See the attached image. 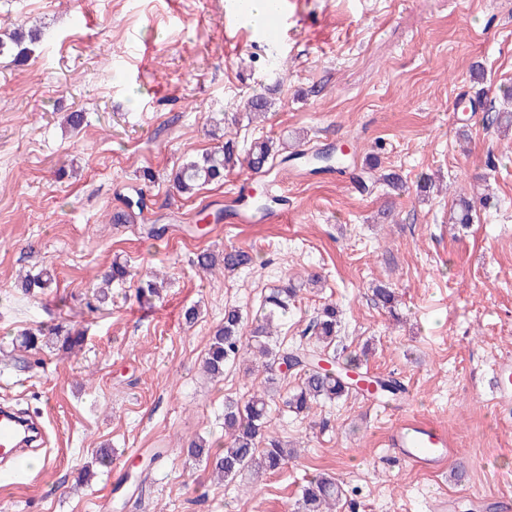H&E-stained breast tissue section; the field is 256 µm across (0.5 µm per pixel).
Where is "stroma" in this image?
Instances as JSON below:
<instances>
[{
	"label": "stroma",
	"mask_w": 512,
	"mask_h": 512,
	"mask_svg": "<svg viewBox=\"0 0 512 512\" xmlns=\"http://www.w3.org/2000/svg\"><path fill=\"white\" fill-rule=\"evenodd\" d=\"M226 3L0 0V31L42 32L24 64L0 55V403L47 433L42 467L0 475V512H100L104 500L109 512H294L320 472L344 484L337 512H433L444 497L456 512L473 497L512 512V417L491 390L512 357V135L487 120L512 86V0H296L275 65L255 33L226 44ZM256 94L272 108L250 120L243 104ZM75 111L77 132L64 122ZM227 131L243 149L344 144L352 164L377 159L407 189L363 192L349 173L278 159L257 187L284 199L279 220L206 225L201 213L229 206L245 171L190 196L170 174ZM426 176L435 185L424 191ZM483 181L497 208L478 209L469 228L449 224L456 196ZM117 212L127 220L112 223ZM227 246L255 263L195 266L200 250ZM116 260L164 277L160 299L144 305L116 285L98 304ZM45 268L54 281L42 295L18 288L20 274ZM286 281L302 290L277 343L305 342L317 309L336 303L338 351H366L364 370L403 382L410 414L454 441L444 474L396 461L391 415L361 394L305 419L272 411V431L297 451L276 473L220 481L188 455L192 441L223 435L225 399L266 378L254 360L220 379L202 372L225 308L250 332ZM378 284L393 288V309L375 304ZM58 324L85 331L82 351L12 354L21 331ZM100 448L111 464H94Z\"/></svg>",
	"instance_id": "1"
}]
</instances>
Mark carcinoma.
Here are the masks:
<instances>
[{
	"mask_svg": "<svg viewBox=\"0 0 512 512\" xmlns=\"http://www.w3.org/2000/svg\"><path fill=\"white\" fill-rule=\"evenodd\" d=\"M36 29L0 33V55L10 54L15 62L24 61L29 45L40 40ZM275 155L273 143L256 142L251 145L245 157H240L235 139L229 137L220 149L207 152L199 157L186 159L175 171L172 182L181 194L192 195L197 189L224 179V173L243 166L253 173L270 170ZM491 206L486 196L459 199V209L450 216V222L463 227L472 223L477 206ZM254 256L240 248H226L222 253L203 250L196 255L195 265L199 270L210 273L217 268L228 272L250 266ZM132 278L124 263L114 262L104 275L106 285L123 284ZM52 276L41 270L29 273L21 279V288L28 294L36 295L49 287ZM301 286L287 283L265 295L260 310L254 317V327L248 341L241 333L242 315L235 307L224 311V320L217 326L204 358V369L213 378L224 375V367L250 355L265 360L267 381L275 382L283 369L294 370L299 384L290 392L278 396L266 388H254L245 399H229L224 403V444L214 448L207 440L200 439L188 448L190 456L202 459L214 467L224 479L234 478L252 469L258 473H274L286 463L292 451L279 437L268 430L271 405L280 399L286 410L296 415H309L314 405L322 401H336L354 393L347 371L357 368L358 357L350 356L338 364L336 370L328 371L321 363H334L335 353L331 352L338 332V311L333 304H325L316 312L308 331L314 345L305 347H282L273 343L272 323L275 317L288 312L295 302ZM374 300L383 308H390L395 302L394 291L383 284L373 288ZM160 297L157 274H145L136 281L135 298L150 302ZM84 333L57 326L50 330L29 329L15 338L13 349L41 351L55 348L66 354L83 348ZM345 496L343 483L330 475H318L303 486L297 500L298 512H333Z\"/></svg>",
	"mask_w": 512,
	"mask_h": 512,
	"instance_id": "obj_1",
	"label": "carcinoma"
}]
</instances>
